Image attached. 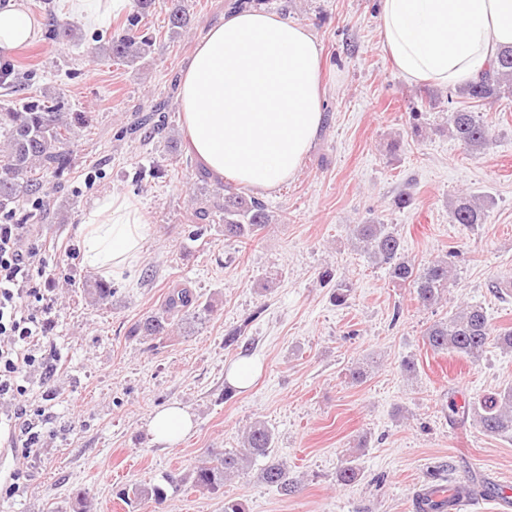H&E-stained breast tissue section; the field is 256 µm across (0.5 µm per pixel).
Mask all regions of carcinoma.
I'll return each mask as SVG.
<instances>
[{
	"label": "carcinoma",
	"mask_w": 512,
	"mask_h": 512,
	"mask_svg": "<svg viewBox=\"0 0 512 512\" xmlns=\"http://www.w3.org/2000/svg\"><path fill=\"white\" fill-rule=\"evenodd\" d=\"M154 4L155 0H134L125 32L112 34L108 45L102 48L105 56L131 66L152 52L153 38L143 34L138 26ZM166 8L169 31L176 35L184 32L190 23L187 0H166ZM45 38L58 43L71 42L75 39V29L54 18ZM459 94L476 101L512 98V47L501 50L496 59L487 64L481 77ZM166 107L164 100L157 103L151 113L137 126L127 129L126 134L136 138L164 131ZM87 122L85 113L65 111L60 95L50 99L32 98L18 105H0V215L23 224L35 218L31 213L18 214V202L23 197H46L43 173L60 174L68 170L69 158L62 146ZM448 133L475 151L488 148L494 140L492 128L466 111L448 113ZM450 214L462 235L486 223L489 217L487 205L475 196L453 200ZM214 217L224 222L225 236L249 242L256 240L273 220L264 200L221 182L209 199L193 209L189 236L201 237L205 221ZM355 236L368 258L384 267L392 281L412 288L421 304L430 306L439 302L448 290L452 267L447 259L417 266L403 253L400 239L386 224H358ZM211 310V305L196 299L190 289L174 288L164 307L134 324L129 335L162 338L170 335L179 322ZM492 336L497 345L512 350V328L493 331L483 307L467 305L446 320L427 327L423 340L434 352H453L475 363L482 358ZM467 414L483 433L512 437V386L482 396L469 406ZM259 457L267 459L260 472L265 484L284 495L296 491L298 483L293 480L288 465L277 456L272 430L259 421L245 430L240 447L226 449L224 454L196 465L188 475L179 478L170 475L166 481L174 484L189 480L196 490L215 493L230 477L246 470ZM124 497L130 502L159 505L166 498V490L160 485H134L124 492Z\"/></svg>",
	"instance_id": "carcinoma-1"
}]
</instances>
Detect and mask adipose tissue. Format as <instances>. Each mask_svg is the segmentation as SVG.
<instances>
[{
  "label": "adipose tissue",
  "mask_w": 512,
  "mask_h": 512,
  "mask_svg": "<svg viewBox=\"0 0 512 512\" xmlns=\"http://www.w3.org/2000/svg\"><path fill=\"white\" fill-rule=\"evenodd\" d=\"M381 33L395 70L409 83L448 88L478 79L512 46V0H382ZM23 0L0 9V54L36 40ZM189 150L221 179L267 192L292 179L322 121L320 52L311 31L263 9L225 16L199 42L181 79ZM150 226L123 193L97 201L76 228L82 264L110 277L141 261ZM193 428L180 406L156 412L149 431L174 444Z\"/></svg>",
  "instance_id": "adipose-tissue-1"
}]
</instances>
